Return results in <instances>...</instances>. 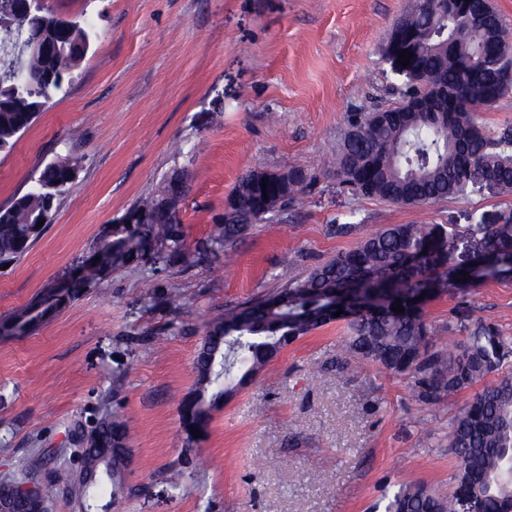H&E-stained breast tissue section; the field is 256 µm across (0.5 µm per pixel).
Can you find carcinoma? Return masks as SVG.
I'll list each match as a JSON object with an SVG mask.
<instances>
[{"mask_svg":"<svg viewBox=\"0 0 512 512\" xmlns=\"http://www.w3.org/2000/svg\"><path fill=\"white\" fill-rule=\"evenodd\" d=\"M0 0V152L10 151L46 103L63 92L87 57L94 39L88 21L67 19L44 5L18 15ZM466 14L445 16L436 0H418L399 22L415 33L410 65L401 69L404 95H443L425 112L406 101L382 112L348 117V128L325 167L338 186L405 205H423L485 191L512 193V127L491 129L473 104L493 105L512 93L499 62H512V30L490 0H473ZM50 45L53 51L44 52ZM77 162L58 157L44 165L28 189L0 207V263L23 256L52 223L55 204L72 183ZM267 184L261 189V184ZM311 180L300 169L288 181L275 173L242 176L235 202L210 232L213 249L227 251L266 216L300 205ZM169 188L137 208L152 211L142 224H112L94 250L102 272L146 263L156 270L193 267L199 256L187 244L176 216L162 203ZM44 221V226L36 224ZM512 259V210L487 224L478 219L460 231L453 224H393L365 236L353 249L315 266L304 276L283 271L281 288L256 302L224 310L211 323L197 357L198 387L180 404L188 441L202 429L216 405L233 395L289 345L313 330L343 321L348 336L336 361L372 362L408 378L417 398L437 403L475 385L479 389L448 427V452L456 461L454 485L446 494L424 485H404L385 512H512V336L493 324L472 321L469 308L456 314L463 341L440 347L426 319V307L453 289L465 296L481 281L500 279L496 266ZM90 281L75 280L55 308L43 298L0 322L22 336L76 299ZM401 306L398 313L391 307ZM343 310L336 317L334 313ZM129 426L112 413L77 435L82 480L70 493L85 510L110 493L108 508L123 492L121 464ZM18 479L0 482V499L15 512H31L19 494L32 470L28 456L12 461Z\"/></svg>","mask_w":512,"mask_h":512,"instance_id":"cac0c4a2","label":"carcinoma"}]
</instances>
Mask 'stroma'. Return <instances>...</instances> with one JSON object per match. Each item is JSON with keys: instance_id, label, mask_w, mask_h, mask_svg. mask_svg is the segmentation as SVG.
I'll list each match as a JSON object with an SVG mask.
<instances>
[{"instance_id": "obj_1", "label": "stroma", "mask_w": 512, "mask_h": 512, "mask_svg": "<svg viewBox=\"0 0 512 512\" xmlns=\"http://www.w3.org/2000/svg\"><path fill=\"white\" fill-rule=\"evenodd\" d=\"M97 33L57 96L0 153V206L59 156L78 163L54 219L29 251L0 265V321L86 259L103 228L159 195L188 190L178 218L202 263L123 267L26 336L0 335V481L10 456L31 478L79 469L75 434L110 412L130 426L124 490L110 512H384L399 486L453 485L448 424L463 391L418 401L407 379L369 362L335 370L344 323L320 327L211 413L195 443L179 420L197 385L208 326L225 308L279 288L391 224H454L512 210V193L402 205L341 190L324 167L351 112L396 105L385 60L412 0H44ZM304 170L302 207L255 225L230 254L209 231L246 173ZM352 224L351 235L330 233ZM179 289L180 306L164 302ZM472 317L512 336V279L472 288ZM184 481L171 487L169 470Z\"/></svg>"}]
</instances>
